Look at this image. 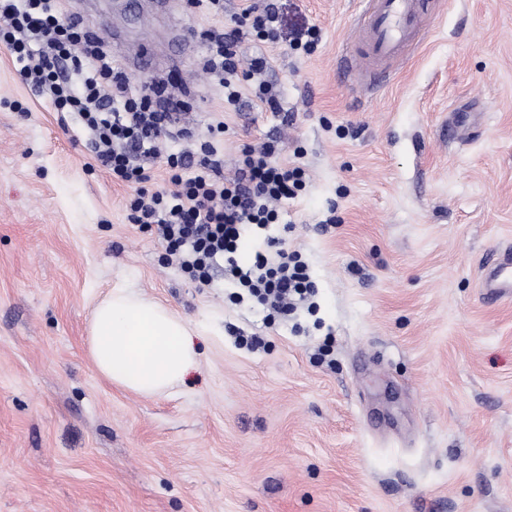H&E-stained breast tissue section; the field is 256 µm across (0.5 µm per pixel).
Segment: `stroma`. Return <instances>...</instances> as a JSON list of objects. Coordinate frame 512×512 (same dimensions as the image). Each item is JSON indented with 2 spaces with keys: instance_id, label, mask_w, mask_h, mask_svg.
I'll use <instances>...</instances> for the list:
<instances>
[{
  "instance_id": "35a3bbf8",
  "label": "stroma",
  "mask_w": 512,
  "mask_h": 512,
  "mask_svg": "<svg viewBox=\"0 0 512 512\" xmlns=\"http://www.w3.org/2000/svg\"><path fill=\"white\" fill-rule=\"evenodd\" d=\"M315 28L312 51L253 35L278 111L225 107L204 61L208 14L150 0L123 43L120 0H69L133 87L184 99L171 152L211 140L232 176L274 143L306 187L279 225L247 231L300 251L312 306L268 324L201 288L127 220L134 187L93 168L87 134L22 83L0 47V512H512V299L481 267L512 248V0H431L386 84L342 78L361 0H276ZM468 124L448 138V117ZM223 132H213L216 123ZM128 286L196 330L198 366L170 393L110 384L88 353L93 308Z\"/></svg>"
}]
</instances>
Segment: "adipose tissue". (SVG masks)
I'll return each instance as SVG.
<instances>
[{
	"label": "adipose tissue",
	"mask_w": 512,
	"mask_h": 512,
	"mask_svg": "<svg viewBox=\"0 0 512 512\" xmlns=\"http://www.w3.org/2000/svg\"><path fill=\"white\" fill-rule=\"evenodd\" d=\"M89 352L112 384L152 397L183 382L197 364L193 331L166 306L116 288L95 308Z\"/></svg>",
	"instance_id": "ef3b65f1"
}]
</instances>
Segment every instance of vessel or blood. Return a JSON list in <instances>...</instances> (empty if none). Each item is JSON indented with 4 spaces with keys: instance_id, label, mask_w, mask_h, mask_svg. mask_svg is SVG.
Returning a JSON list of instances; mask_svg holds the SVG:
<instances>
[{
    "instance_id": "obj_1",
    "label": "vessel or blood",
    "mask_w": 512,
    "mask_h": 512,
    "mask_svg": "<svg viewBox=\"0 0 512 512\" xmlns=\"http://www.w3.org/2000/svg\"><path fill=\"white\" fill-rule=\"evenodd\" d=\"M367 24L362 48L341 54L338 67L349 73L359 65L398 58L414 43L428 18L429 0H365ZM480 286L485 299L495 303L512 298V250L499 252L484 267Z\"/></svg>"
}]
</instances>
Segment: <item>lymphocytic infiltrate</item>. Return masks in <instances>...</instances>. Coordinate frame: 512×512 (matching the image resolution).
<instances>
[{"instance_id":"f902f5d3","label":"lymphocytic infiltrate","mask_w":512,"mask_h":512,"mask_svg":"<svg viewBox=\"0 0 512 512\" xmlns=\"http://www.w3.org/2000/svg\"><path fill=\"white\" fill-rule=\"evenodd\" d=\"M240 17L216 40L209 63L230 104L240 100L245 84L235 60L240 35L253 32L273 41L282 27L271 0L243 8ZM0 47L31 91L87 131V149L113 182L137 185L129 220L149 229L199 287L211 285L220 259L229 287L265 305L270 317H288L310 300L315 284L299 253L282 248L273 260L259 253L247 265L236 258L249 227L277 223V204L304 189L301 166L277 161L275 145L264 143L245 147L234 176L226 178L209 142L170 152L176 114L154 110V87L132 88L115 71L102 39L68 16L63 0H0ZM157 158L166 161L171 187L151 192L147 162Z\"/></svg>"}]
</instances>
